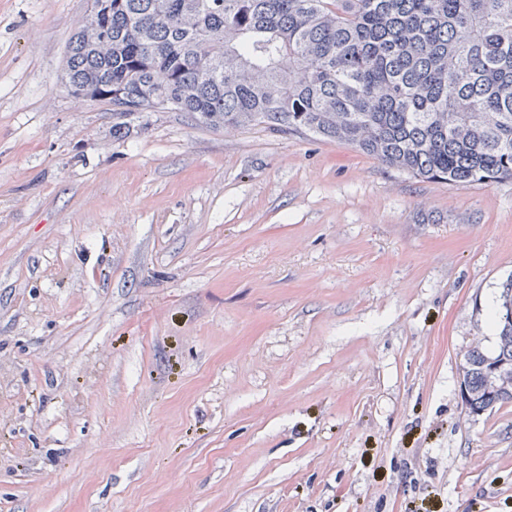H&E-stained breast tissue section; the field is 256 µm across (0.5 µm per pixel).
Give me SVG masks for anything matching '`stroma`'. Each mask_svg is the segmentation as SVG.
Wrapping results in <instances>:
<instances>
[{
	"mask_svg": "<svg viewBox=\"0 0 512 512\" xmlns=\"http://www.w3.org/2000/svg\"><path fill=\"white\" fill-rule=\"evenodd\" d=\"M0 0V512H512V181L69 96ZM500 300L496 352L488 355L474 347L462 365L460 387L473 414L512 402V280L503 288Z\"/></svg>",
	"mask_w": 512,
	"mask_h": 512,
	"instance_id": "1",
	"label": "stroma"
}]
</instances>
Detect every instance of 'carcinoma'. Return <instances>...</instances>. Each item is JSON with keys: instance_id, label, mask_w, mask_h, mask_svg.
Segmentation results:
<instances>
[{"instance_id": "cac0c4a2", "label": "carcinoma", "mask_w": 512, "mask_h": 512, "mask_svg": "<svg viewBox=\"0 0 512 512\" xmlns=\"http://www.w3.org/2000/svg\"><path fill=\"white\" fill-rule=\"evenodd\" d=\"M67 46L88 99L164 98L213 127L311 133L430 180H512V0H112ZM498 345L470 350L469 412L512 402V282Z\"/></svg>"}]
</instances>
